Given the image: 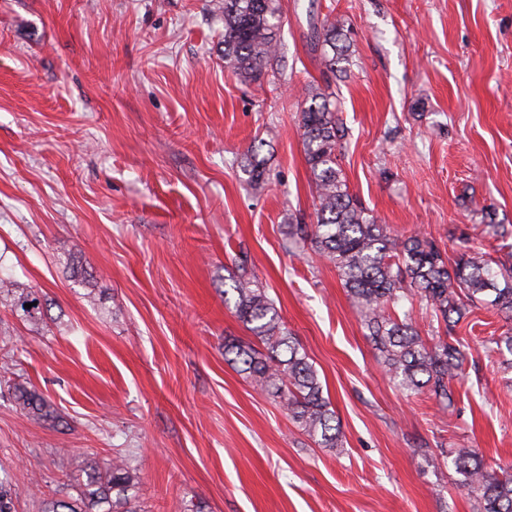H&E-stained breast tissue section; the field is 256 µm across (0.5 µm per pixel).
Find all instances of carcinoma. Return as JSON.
<instances>
[{
    "label": "carcinoma",
    "instance_id": "cac0c4a2",
    "mask_svg": "<svg viewBox=\"0 0 512 512\" xmlns=\"http://www.w3.org/2000/svg\"><path fill=\"white\" fill-rule=\"evenodd\" d=\"M224 15V68L250 83H262L277 59L282 13L279 0H219ZM309 45L319 53L323 75L343 73L350 64L353 43L344 22L324 20L310 29ZM299 127L309 165L310 187L316 201V223L290 224L289 240L310 242L314 251L338 270L354 300L362 322L390 378L409 396L428 393L446 405L452 403L451 383L463 376L467 350L452 332L479 306H489L512 321V268L488 252H476L468 242L457 256L446 259L436 242L413 235L391 237L385 225L354 197L338 163L346 136L336 93L320 88L308 91ZM248 182L265 180L263 163L246 158ZM234 310L256 338L257 345L238 339L224 341V360L237 366L260 391L276 398L320 448L341 447V428L323 394L318 371L284 327L275 302L265 289L237 280ZM416 300L444 324V335L427 344L410 311L392 313L401 301ZM32 307L27 309L25 304ZM0 304L30 320L43 313L37 293L17 288L0 277ZM500 367L512 372V332L491 341ZM16 405L34 421L54 418L48 400L34 386L13 388ZM448 463L458 484L474 498L473 512H512V474L497 475L473 448H456ZM76 495L50 499L41 512H91L108 505L121 512L134 499L140 471L128 455L110 458L88 455L67 458Z\"/></svg>",
    "mask_w": 512,
    "mask_h": 512
}]
</instances>
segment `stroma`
I'll use <instances>...</instances> for the list:
<instances>
[{
	"instance_id": "35a3bbf8",
	"label": "stroma",
	"mask_w": 512,
	"mask_h": 512,
	"mask_svg": "<svg viewBox=\"0 0 512 512\" xmlns=\"http://www.w3.org/2000/svg\"><path fill=\"white\" fill-rule=\"evenodd\" d=\"M214 0H0V274L44 316L0 305V366L57 421L0 394L12 512L72 495L65 455L129 452L142 512H472L426 451L512 465V374L487 347L512 322L481 307L453 406L405 396L336 268L286 240L316 207L299 129L322 85L311 24L352 30L337 93L341 166L391 236L454 256L512 227V0H281L277 71L224 67ZM256 154L266 181L241 166ZM266 289L315 366L342 432L318 447L224 360L252 335L224 300ZM13 399L16 405L34 421H48L55 418L48 400L34 386L23 383L15 384Z\"/></svg>"
}]
</instances>
